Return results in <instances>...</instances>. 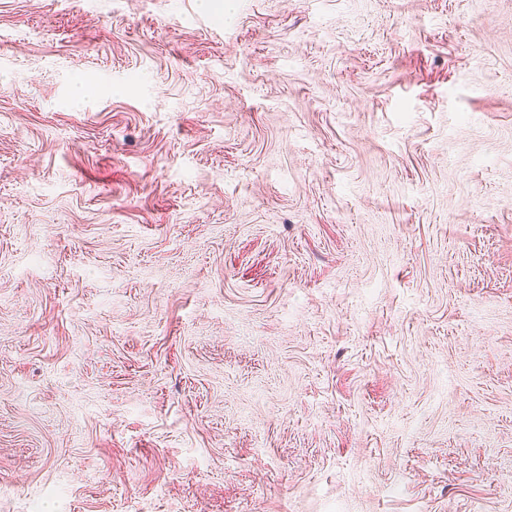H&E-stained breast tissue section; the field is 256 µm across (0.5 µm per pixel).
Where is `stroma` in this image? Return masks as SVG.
I'll return each instance as SVG.
<instances>
[{
  "instance_id": "1",
  "label": "stroma",
  "mask_w": 512,
  "mask_h": 512,
  "mask_svg": "<svg viewBox=\"0 0 512 512\" xmlns=\"http://www.w3.org/2000/svg\"><path fill=\"white\" fill-rule=\"evenodd\" d=\"M0 512H512V0H0Z\"/></svg>"
}]
</instances>
